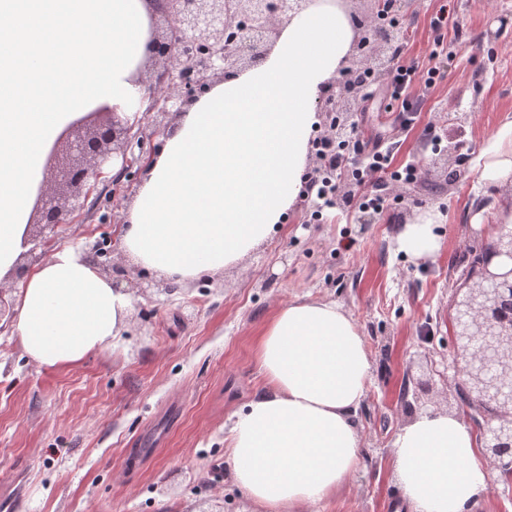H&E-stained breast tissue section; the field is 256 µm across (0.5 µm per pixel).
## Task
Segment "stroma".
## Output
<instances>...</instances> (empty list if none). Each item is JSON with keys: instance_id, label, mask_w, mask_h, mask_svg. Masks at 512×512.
<instances>
[{"instance_id": "1", "label": "stroma", "mask_w": 512, "mask_h": 512, "mask_svg": "<svg viewBox=\"0 0 512 512\" xmlns=\"http://www.w3.org/2000/svg\"><path fill=\"white\" fill-rule=\"evenodd\" d=\"M468 39L449 43L445 80L401 134L384 106L386 86L355 116L362 130L401 141L398 164L417 179L387 189L382 215L317 208L308 187L273 236L224 272L166 294V278L123 256L103 189L94 215L42 235V255L99 242L97 267L133 299L119 342L75 367L28 360L0 332V512H251L224 461V422L261 391L256 341L295 300L340 306L372 359L356 423L362 465L328 512H402L393 474L394 432L421 412H462L438 370L454 352L449 303L467 269L468 243L512 204V184L483 185L473 161L512 117V0H411L407 55L427 65L430 16ZM433 211L439 250L399 252L403 226Z\"/></svg>"}]
</instances>
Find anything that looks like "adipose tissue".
I'll return each instance as SVG.
<instances>
[{"instance_id":"adipose-tissue-1","label":"adipose tissue","mask_w":512,"mask_h":512,"mask_svg":"<svg viewBox=\"0 0 512 512\" xmlns=\"http://www.w3.org/2000/svg\"><path fill=\"white\" fill-rule=\"evenodd\" d=\"M143 0H0V281L26 250L46 153L89 108L120 104L145 57ZM344 6L305 12L266 61L195 102L167 136L120 226L125 254L187 285L237 265L266 242L294 205L320 125L314 101L347 56ZM480 181L512 180V120L474 160ZM437 217L405 226L400 250L436 253ZM132 298L79 247L54 251L21 282L12 331L45 367L75 366L122 336ZM264 389L224 425V458L254 512H309L332 502L361 465L355 417L372 362L364 337L336 303L280 309L257 342ZM409 512H474L494 477L463 417L422 413L391 440Z\"/></svg>"}]
</instances>
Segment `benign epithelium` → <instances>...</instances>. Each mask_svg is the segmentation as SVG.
<instances>
[{"label":"benign epithelium","instance_id":"obj_1","mask_svg":"<svg viewBox=\"0 0 512 512\" xmlns=\"http://www.w3.org/2000/svg\"><path fill=\"white\" fill-rule=\"evenodd\" d=\"M153 20L164 19L161 32L151 26L146 55L132 84L147 96L131 98L124 107L104 105L72 121L65 129L69 150L53 148L49 168L55 189H42L34 213L52 231L89 210L99 186L119 185L132 168L148 169L153 156L135 153L132 142L151 127H166L171 114L184 112L215 83L261 65L283 28L317 0H145ZM351 52L340 77L324 87L316 111L333 114L324 135L342 139V119L352 123L367 91L353 86L359 73L387 56L384 43L372 34L370 21L384 0H363ZM121 157L119 172L104 167L111 154ZM469 283L453 298L456 350L443 362L446 378L469 419L479 426L482 452L490 467L512 479V212L492 226L468 274Z\"/></svg>","mask_w":512,"mask_h":512}]
</instances>
